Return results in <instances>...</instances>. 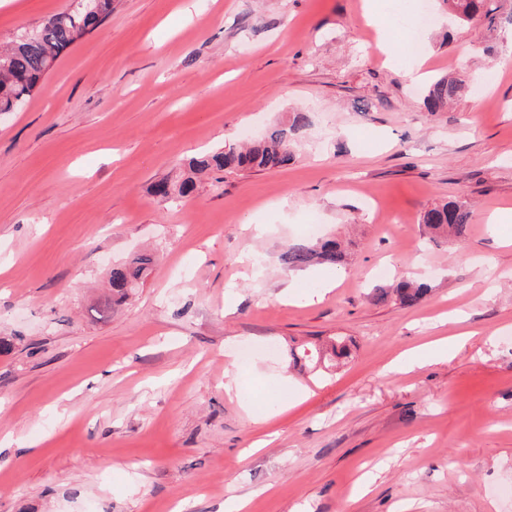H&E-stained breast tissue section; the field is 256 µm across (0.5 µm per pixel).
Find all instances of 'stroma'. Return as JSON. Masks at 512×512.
Wrapping results in <instances>:
<instances>
[{"mask_svg":"<svg viewBox=\"0 0 512 512\" xmlns=\"http://www.w3.org/2000/svg\"><path fill=\"white\" fill-rule=\"evenodd\" d=\"M364 2L114 0L0 112V512H512V223L487 227L512 209V31L430 0L417 81ZM67 3L0 0V44ZM447 74L492 81L427 111ZM297 112L287 168L154 194ZM449 200L469 234L428 240ZM313 215L348 262L282 270ZM140 251L144 285L99 314ZM401 276L430 293L381 300ZM336 336L327 373L293 360ZM471 208L467 201H448L427 209L421 218V224L434 236H453L464 238L471 224ZM465 336H471L470 333H462L460 336L451 337L448 342H435L425 346L424 350L412 351L403 357L405 366L412 365L415 361L422 364L428 360L448 359V352L453 350Z\"/></svg>","mask_w":512,"mask_h":512,"instance_id":"stroma-1","label":"stroma"}]
</instances>
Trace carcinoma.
Instances as JSON below:
<instances>
[{
	"mask_svg": "<svg viewBox=\"0 0 512 512\" xmlns=\"http://www.w3.org/2000/svg\"><path fill=\"white\" fill-rule=\"evenodd\" d=\"M113 0H95L94 7L82 8L77 0L31 32L14 39L10 46L0 49V111L17 110L43 84L56 62L78 42V34H91L112 15ZM448 13L459 20H484L492 27L498 19L496 9L487 6V0H442ZM458 84L444 76L434 80L425 97L430 112H440L457 95ZM310 126L307 113L297 112L292 120L271 125L265 136L246 148L231 144L214 153H204L192 160L191 175L178 188L167 181L155 183V195L169 197L178 193L191 196L196 189L195 176L206 172L265 171L287 167L294 159L293 143ZM421 223L434 236H466L471 224V208L466 201H448L426 210ZM346 254L334 240L316 245L299 240L288 243L280 255V262L289 271L306 269L313 265L337 266L345 263ZM156 263L155 255L141 252L128 261L112 266L109 276L111 300L121 303L143 286ZM429 292L425 283L402 280L393 288V300L402 306H412ZM347 356L343 341L336 340L330 348L318 351L317 361L334 362Z\"/></svg>",
	"mask_w": 512,
	"mask_h": 512,
	"instance_id": "carcinoma-1",
	"label": "carcinoma"
}]
</instances>
